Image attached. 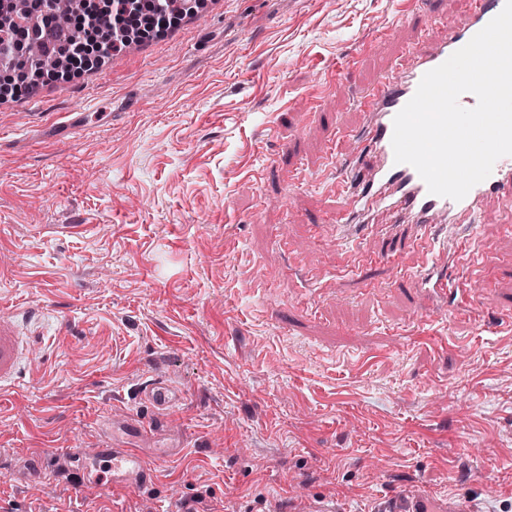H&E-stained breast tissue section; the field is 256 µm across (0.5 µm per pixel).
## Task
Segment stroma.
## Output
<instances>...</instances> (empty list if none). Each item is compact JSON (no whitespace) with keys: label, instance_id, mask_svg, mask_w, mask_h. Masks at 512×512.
Masks as SVG:
<instances>
[{"label":"stroma","instance_id":"stroma-1","mask_svg":"<svg viewBox=\"0 0 512 512\" xmlns=\"http://www.w3.org/2000/svg\"><path fill=\"white\" fill-rule=\"evenodd\" d=\"M403 0H211L92 70L0 101V309L36 365L0 394V512H375L408 489L512 512V222L485 207L441 303L426 261L340 249L356 94L419 32ZM184 399L146 489L77 488L65 448ZM51 480L23 476L30 453ZM142 399L161 414L173 411L180 393L168 384H151L142 392Z\"/></svg>","mask_w":512,"mask_h":512}]
</instances>
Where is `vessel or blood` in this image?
I'll return each instance as SVG.
<instances>
[{
	"label": "vessel or blood",
	"instance_id": "1",
	"mask_svg": "<svg viewBox=\"0 0 512 512\" xmlns=\"http://www.w3.org/2000/svg\"><path fill=\"white\" fill-rule=\"evenodd\" d=\"M505 0H467L462 21L444 29L425 43L407 45L402 62L385 73L358 97L364 122L352 143L353 160L328 156L331 165L344 169L336 182L340 201L336 220L337 243L351 244L367 237L381 239L380 255L413 246L440 247L441 252L425 270L414 272L407 287L428 289L435 298L447 300L450 269L467 262L465 245L479 223L485 204L497 200L512 205V156L499 158L484 181L462 200L430 194L416 169L396 163L392 147L395 115L414 96L429 70L444 63L466 45L504 7ZM31 340L16 314L0 310V390L16 385L31 357ZM143 400L160 413L173 411L179 392L167 384H152ZM63 458L75 468L95 459L123 472L127 484L145 487L154 470L136 449L115 442H99L89 448H67ZM381 512H470L464 506L447 507L411 489L388 499Z\"/></svg>",
	"mask_w": 512,
	"mask_h": 512
}]
</instances>
